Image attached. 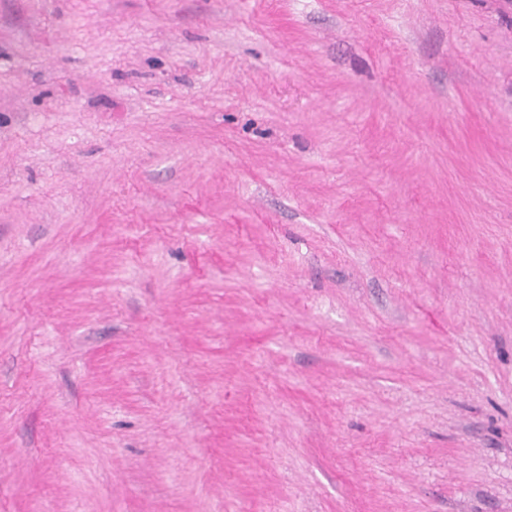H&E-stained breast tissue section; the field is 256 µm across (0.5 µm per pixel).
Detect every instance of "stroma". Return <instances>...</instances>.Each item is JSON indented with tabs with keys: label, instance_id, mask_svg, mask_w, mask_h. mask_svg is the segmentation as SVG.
<instances>
[{
	"label": "stroma",
	"instance_id": "1",
	"mask_svg": "<svg viewBox=\"0 0 512 512\" xmlns=\"http://www.w3.org/2000/svg\"><path fill=\"white\" fill-rule=\"evenodd\" d=\"M0 512H512V0H0Z\"/></svg>",
	"mask_w": 512,
	"mask_h": 512
}]
</instances>
